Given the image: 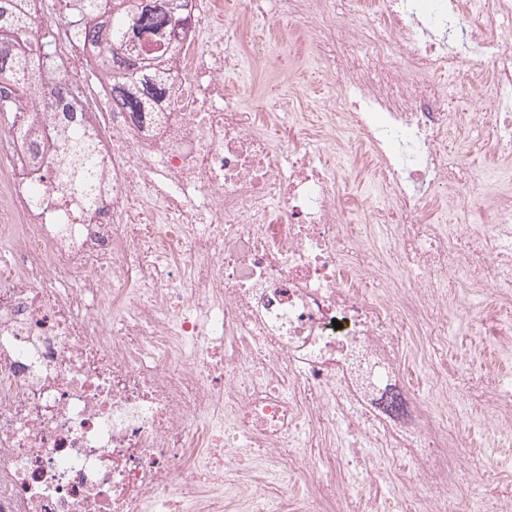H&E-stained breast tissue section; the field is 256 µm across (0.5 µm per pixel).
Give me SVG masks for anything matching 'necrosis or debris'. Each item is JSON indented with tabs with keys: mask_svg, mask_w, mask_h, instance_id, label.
<instances>
[{
	"mask_svg": "<svg viewBox=\"0 0 512 512\" xmlns=\"http://www.w3.org/2000/svg\"><path fill=\"white\" fill-rule=\"evenodd\" d=\"M238 0L236 36L305 31L340 93L321 129L290 101L258 112L224 81L223 0H191L150 111L112 103V68L60 0H24L97 150L93 204L61 196L62 120L0 117V512H385L358 503L361 451L403 512H512V374L458 356L461 333L512 354V197L450 224L481 171L447 78L489 91L490 149L512 161V0ZM467 54L471 65L458 69ZM94 81H84L87 71ZM368 161L384 205L350 224L332 147ZM486 413L507 461L462 447L451 392Z\"/></svg>",
	"mask_w": 512,
	"mask_h": 512,
	"instance_id": "necrosis-or-debris-1",
	"label": "necrosis or debris"
}]
</instances>
